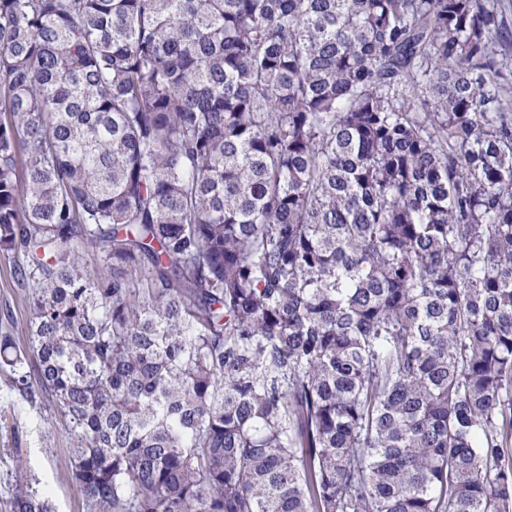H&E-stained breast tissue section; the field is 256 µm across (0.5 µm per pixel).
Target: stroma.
<instances>
[{
  "mask_svg": "<svg viewBox=\"0 0 512 512\" xmlns=\"http://www.w3.org/2000/svg\"><path fill=\"white\" fill-rule=\"evenodd\" d=\"M24 290L13 276L11 259L0 256V336L25 344ZM72 438L66 420L47 399L14 390L0 370V512L8 502L17 470H24L54 512H88L72 477Z\"/></svg>",
  "mask_w": 512,
  "mask_h": 512,
  "instance_id": "stroma-1",
  "label": "stroma"
}]
</instances>
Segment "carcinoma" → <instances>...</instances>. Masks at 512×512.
<instances>
[{"label":"carcinoma","mask_w":512,"mask_h":512,"mask_svg":"<svg viewBox=\"0 0 512 512\" xmlns=\"http://www.w3.org/2000/svg\"><path fill=\"white\" fill-rule=\"evenodd\" d=\"M506 4L0 0V369L89 512H512ZM26 316L24 288L13 276L12 260L0 255V336L8 334L24 345Z\"/></svg>","instance_id":"1"}]
</instances>
